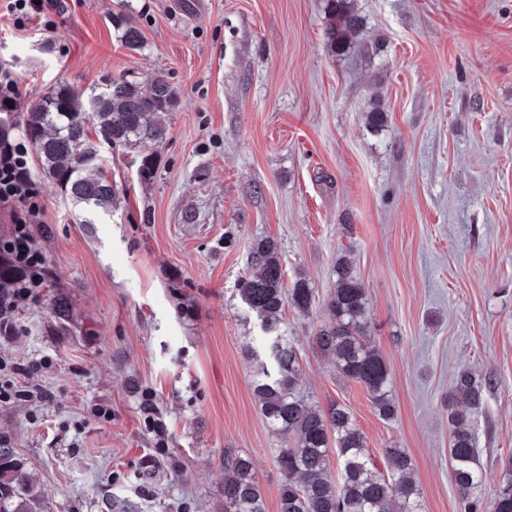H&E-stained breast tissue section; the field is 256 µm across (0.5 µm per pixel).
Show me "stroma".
Segmentation results:
<instances>
[{
	"mask_svg": "<svg viewBox=\"0 0 512 512\" xmlns=\"http://www.w3.org/2000/svg\"><path fill=\"white\" fill-rule=\"evenodd\" d=\"M66 3L21 19L0 0L15 101L160 74L178 104L159 116L165 141L109 150L117 201L95 223L28 158L49 277L19 303V338L0 356L43 361L29 384L46 398L0 403V439L43 512H224L228 454L251 461L278 512L284 441L253 394L264 334L238 292L262 237L286 283L315 295L282 325L308 405L345 407L375 458L404 449L423 512H463L448 461L454 376L494 377L474 413L489 512L512 457V0H355L362 28L343 52L324 0ZM114 15L143 50L121 44ZM343 258L390 370V420L313 343Z\"/></svg>",
	"mask_w": 512,
	"mask_h": 512,
	"instance_id": "35a3bbf8",
	"label": "stroma"
}]
</instances>
